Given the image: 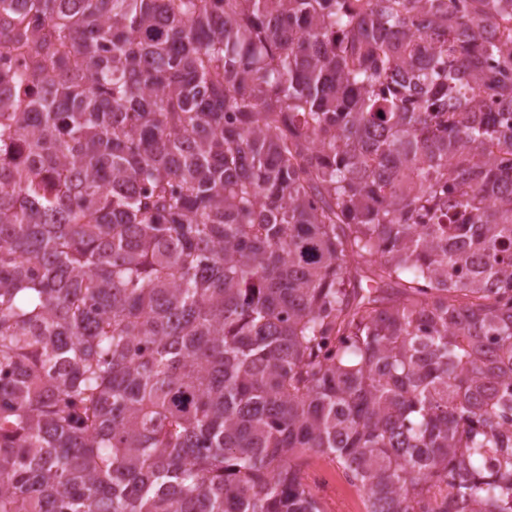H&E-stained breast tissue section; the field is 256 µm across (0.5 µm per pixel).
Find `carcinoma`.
<instances>
[{
    "label": "carcinoma",
    "instance_id": "obj_1",
    "mask_svg": "<svg viewBox=\"0 0 512 512\" xmlns=\"http://www.w3.org/2000/svg\"><path fill=\"white\" fill-rule=\"evenodd\" d=\"M0 512H512V0H0ZM302 476L326 512H365L363 493L347 481L331 457L312 454Z\"/></svg>",
    "mask_w": 512,
    "mask_h": 512
}]
</instances>
